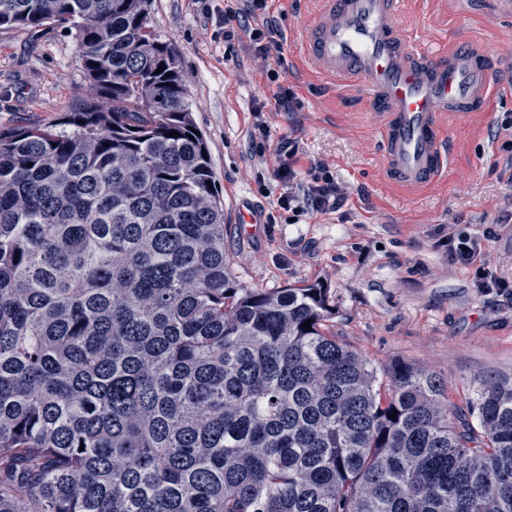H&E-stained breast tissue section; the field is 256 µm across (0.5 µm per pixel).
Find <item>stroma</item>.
<instances>
[{
    "instance_id": "obj_1",
    "label": "stroma",
    "mask_w": 512,
    "mask_h": 512,
    "mask_svg": "<svg viewBox=\"0 0 512 512\" xmlns=\"http://www.w3.org/2000/svg\"><path fill=\"white\" fill-rule=\"evenodd\" d=\"M320 0H267L281 50L261 57L246 34L225 43L224 0H151L157 37L177 54L187 99L224 201V248L238 281L274 290L318 283L336 307L340 339L384 368L406 361L437 374L451 402L473 396L479 380L512 376V12L501 0H399L404 35L454 51L483 40L494 50L495 97L486 112L447 119L446 171L415 190L385 174L380 119L368 91L300 74L297 41ZM280 78L270 81L268 70ZM301 102L282 111L280 87ZM89 91L74 33L0 28V129L54 124ZM272 141L297 140V167L310 179L321 165L346 197L334 213L278 206L285 187L277 159L250 155L256 121ZM254 225L236 223L240 210ZM483 242L472 265L452 262L445 240Z\"/></svg>"
}]
</instances>
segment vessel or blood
Wrapping results in <instances>:
<instances>
[{
  "label": "vessel or blood",
  "mask_w": 512,
  "mask_h": 512,
  "mask_svg": "<svg viewBox=\"0 0 512 512\" xmlns=\"http://www.w3.org/2000/svg\"><path fill=\"white\" fill-rule=\"evenodd\" d=\"M298 68L332 82L353 77L371 92L386 119L388 176L405 188L442 171V119L488 109L496 91L490 46L479 41L459 54L418 49L399 30L395 0H325L298 43Z\"/></svg>",
  "instance_id": "b4317fda"
}]
</instances>
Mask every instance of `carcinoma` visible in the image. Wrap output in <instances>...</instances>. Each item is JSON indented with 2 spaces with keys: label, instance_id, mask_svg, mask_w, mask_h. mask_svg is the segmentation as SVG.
I'll list each match as a JSON object with an SVG mask.
<instances>
[{
  "label": "carcinoma",
  "instance_id": "obj_1",
  "mask_svg": "<svg viewBox=\"0 0 512 512\" xmlns=\"http://www.w3.org/2000/svg\"><path fill=\"white\" fill-rule=\"evenodd\" d=\"M149 6L0 0L75 29L92 88L0 129V512H512V380L384 384L327 289L238 282Z\"/></svg>",
  "mask_w": 512,
  "mask_h": 512
}]
</instances>
